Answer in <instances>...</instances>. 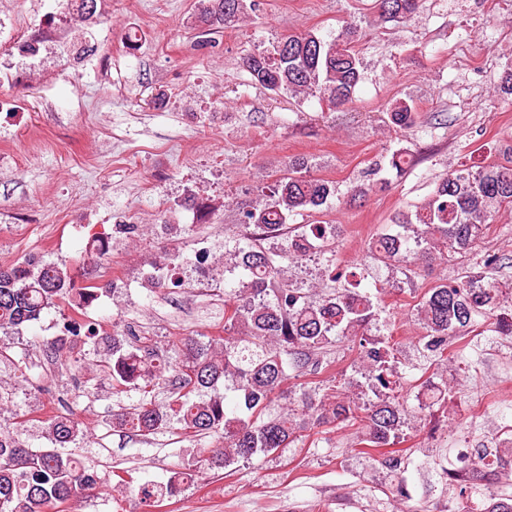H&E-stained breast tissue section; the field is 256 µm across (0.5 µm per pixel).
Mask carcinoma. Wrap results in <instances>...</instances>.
I'll use <instances>...</instances> for the list:
<instances>
[{"label":"carcinoma","mask_w":512,"mask_h":512,"mask_svg":"<svg viewBox=\"0 0 512 512\" xmlns=\"http://www.w3.org/2000/svg\"><path fill=\"white\" fill-rule=\"evenodd\" d=\"M198 14V26L212 31L233 28L256 3L248 0H210ZM422 0H374L378 21L400 23L412 19ZM362 38L358 25L348 22L340 33L326 39L309 30L290 34L269 48L241 58L251 84L275 95L315 97L332 111L354 101L362 80V61L357 49ZM399 132L417 125V108L406 100L389 112ZM405 151L396 150L374 160L367 169L370 179L358 191L367 194L387 186L380 172L406 170ZM309 159L288 161L287 173L266 186L262 202L243 212L237 230L224 241V268L238 272V284L224 282V335L207 342L186 336L169 348L131 330L75 323L71 335L85 345L102 349L99 373L112 381L115 394L135 391L139 400L119 405L112 414V428L147 439L161 432H179L202 440L217 437L211 447H200L201 462L210 470L224 469L257 453H275L307 437L317 426L346 423L360 432L355 445L360 453L381 452L384 462L397 466L400 459L383 452L400 443L403 387L391 380L395 345L392 337L359 343L365 378L381 398L363 401L334 385L321 392L305 390L297 398L284 394L288 371L316 375L323 363L318 355L333 342L349 336H365L376 320L373 295L360 282L347 280L336 260L338 226L322 220L330 200L338 197L336 183L308 174ZM512 208V145L503 161L443 175L413 213L400 211L392 217L399 227L371 242V250L393 269L410 271L421 261L426 265L448 261V256L467 252L482 240L496 216ZM306 215V224H289ZM410 229L412 234L400 232ZM279 241L267 248L264 243ZM109 250V240L96 236L82 265L96 264ZM167 276L153 282L155 288L181 285L176 277L183 260L177 248L165 251ZM310 256L321 262L331 291L318 297L296 288L286 278L288 264ZM499 257L483 259L484 276L431 285L413 314L425 331L421 338L424 357L433 365L448 362V343L474 332L476 317L489 321L490 331L512 336V300L496 278ZM71 269L42 260L0 266V329L17 328L39 319L41 313L63 302H81L94 296L88 288L74 287ZM74 345L55 339L42 351L57 362H66ZM16 343L0 339V363L16 368L24 363ZM235 393L229 406L217 392L219 382ZM285 407L271 409L275 396ZM26 421L0 424V512H66L75 497H88L111 484L91 471L85 461L64 451L81 444L84 430L63 415L42 421L50 448L32 449L21 440L18 428ZM470 471L448 469L449 485L457 490L448 498V512H460L455 502L472 497L482 483L489 485L512 470V440L498 439L492 448H477ZM193 469L175 471L162 485L145 484L137 495L158 506L176 496L181 485L192 480ZM482 512H512V493L486 490Z\"/></svg>","instance_id":"cac0c4a2"}]
</instances>
